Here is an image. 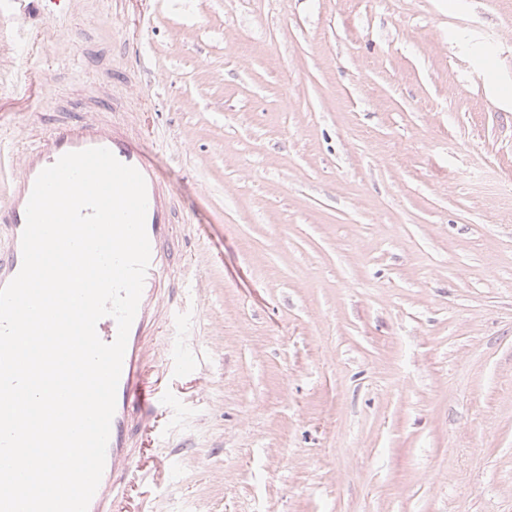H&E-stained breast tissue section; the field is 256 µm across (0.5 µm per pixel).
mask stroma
I'll return each instance as SVG.
<instances>
[{"label":"stroma","instance_id":"35a3bbf8","mask_svg":"<svg viewBox=\"0 0 512 512\" xmlns=\"http://www.w3.org/2000/svg\"><path fill=\"white\" fill-rule=\"evenodd\" d=\"M130 70L184 314L116 512H512V0H0V171Z\"/></svg>","mask_w":512,"mask_h":512}]
</instances>
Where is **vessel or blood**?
Returning a JSON list of instances; mask_svg holds the SVG:
<instances>
[{
  "label": "vessel or blood",
  "instance_id": "vessel-or-blood-1",
  "mask_svg": "<svg viewBox=\"0 0 512 512\" xmlns=\"http://www.w3.org/2000/svg\"><path fill=\"white\" fill-rule=\"evenodd\" d=\"M109 149L122 163L144 177L147 194L146 231L151 247L150 264L135 319L131 325L117 387L105 469L88 512H112V503L127 472L140 460L134 452L139 433L149 428L146 418L159 401V392L146 378V366L160 323L174 324L180 307L173 284L180 256L175 247L173 188L150 158L141 138L128 125L111 120L104 110L84 106L78 117L60 120L51 133L24 151L19 168L8 182V202L0 208L8 245L0 249V288L22 266L21 236L26 206L35 180L63 154L88 148Z\"/></svg>",
  "mask_w": 512,
  "mask_h": 512
}]
</instances>
